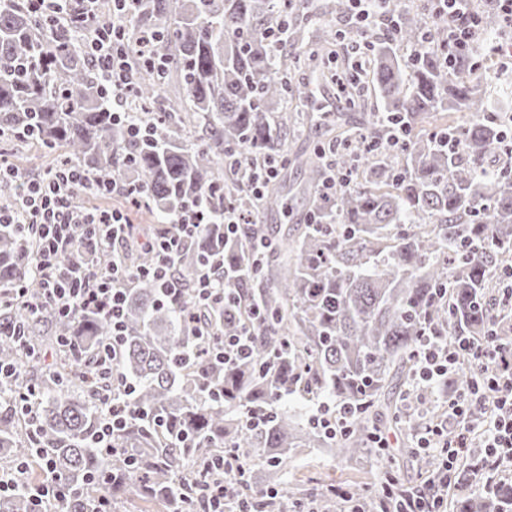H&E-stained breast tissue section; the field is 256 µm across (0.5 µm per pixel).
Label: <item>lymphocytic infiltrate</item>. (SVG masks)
I'll return each instance as SVG.
<instances>
[{
  "instance_id": "f902f5d3",
  "label": "lymphocytic infiltrate",
  "mask_w": 512,
  "mask_h": 512,
  "mask_svg": "<svg viewBox=\"0 0 512 512\" xmlns=\"http://www.w3.org/2000/svg\"><path fill=\"white\" fill-rule=\"evenodd\" d=\"M29 2L34 12L42 15L74 12L94 21L93 32L84 43L86 54L112 91L115 116L132 117L127 21L138 0H112V20L102 25L95 22L100 0ZM432 2L436 15L448 19L449 56L473 51L479 19L469 8L470 0ZM131 193L130 187L117 182L96 183L77 167H55L47 169L41 178L22 182L14 209L0 210L1 224L19 225L37 242L30 274L41 279L47 307L69 317L94 311L111 322V340L97 358L96 368L124 394L130 384L118 371V354L125 334L127 288L148 274L162 294L173 293L179 286L175 267L182 243L212 221L204 207H191L169 225L165 234L147 241V248L156 255L150 268L129 266L123 259L134 244L128 211L92 207L85 199L114 195L126 198ZM91 244L110 257L106 268L97 273L86 261ZM464 366L470 371L467 391L450 394L446 407L417 433L418 448L440 451V467L430 478L429 489L408 491L395 481H387L378 512H446L459 453L466 447L489 461L498 477L512 480V348H504L492 337L478 341L461 336L451 344L427 337L417 352L413 382L426 390ZM451 426L456 428L457 437L449 441L444 433ZM252 465L250 457L225 453L215 464L223 473V481H207L199 489L200 512H224L225 483L243 482Z\"/></svg>"
}]
</instances>
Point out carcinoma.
I'll return each mask as SVG.
<instances>
[{"label":"carcinoma","instance_id":"cac0c4a2","mask_svg":"<svg viewBox=\"0 0 512 512\" xmlns=\"http://www.w3.org/2000/svg\"><path fill=\"white\" fill-rule=\"evenodd\" d=\"M394 7L397 31L373 43L371 83L386 112L376 139L398 133L405 147L382 153L338 135L336 170L351 172L350 184L338 180L323 194L331 172L313 150L291 159L302 184L288 185L285 168L257 199L247 181L252 168L281 163L289 140L314 127L313 118L288 110L308 94L291 77L311 59L276 52L268 35L286 29L292 43L328 52L332 21L349 16V0H327L313 28L303 24L306 0H140L130 34L157 33L153 52L166 68H148L139 47H130L133 101L149 130L139 140L113 116L78 49L88 25L67 16L47 22L28 0H0L3 139L58 150V161L93 180L143 190L137 199L160 220L147 230L153 236L194 200L213 215L180 252L179 300L146 277L129 290L118 370L134 388L128 400L138 413L112 433L109 449L93 436L103 419L97 396L108 387L94 363L110 324L94 313L30 315L24 302L43 298L28 276L37 244L18 225L0 224V363L18 369L0 386V466L25 463L16 489L0 495V512H110L131 500L188 512L203 463L228 445L260 460L264 478L246 476L256 512H290L307 501L316 512H341L349 498L377 506L358 484H329L314 495L288 486L285 462L304 448H325L348 463L370 456L372 434L402 425L394 390L414 374L423 338L488 335L502 298L495 272L512 263V162L484 167L512 159L498 117L505 108L493 105L470 55L446 60L447 27L425 20L430 0ZM476 8L482 34L498 35L495 8L487 0ZM440 112H469L473 120L440 127ZM297 193L309 206L308 223L271 236L262 220L288 212ZM227 207L248 220L229 238ZM128 260L148 267L155 254L133 249ZM206 263L232 298L225 307L196 308L211 332L235 335L251 321V306L262 311L246 363L216 361L210 337H198L186 319ZM17 326L21 338L11 335ZM48 343L56 357L33 378ZM29 386L37 392L33 418L20 398ZM287 397L331 399L355 414L334 437L284 407ZM247 409L265 414L251 432L242 427ZM37 460L50 461L64 492L40 507L29 477ZM454 490V512H512V481L493 478L473 456ZM269 491L278 496H264Z\"/></svg>","mask_w":512,"mask_h":512}]
</instances>
